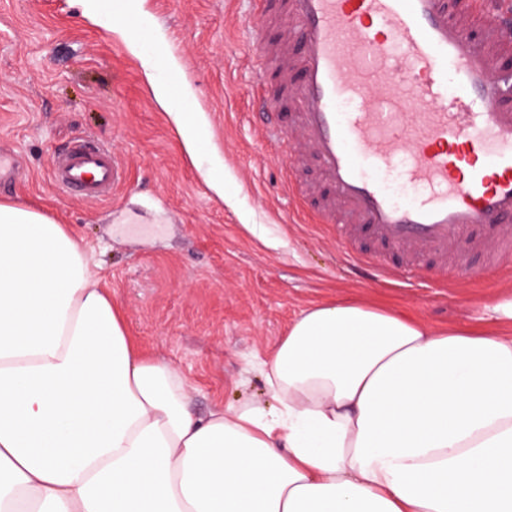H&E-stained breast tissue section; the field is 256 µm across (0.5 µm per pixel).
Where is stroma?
I'll return each instance as SVG.
<instances>
[{
    "label": "stroma",
    "mask_w": 512,
    "mask_h": 512,
    "mask_svg": "<svg viewBox=\"0 0 512 512\" xmlns=\"http://www.w3.org/2000/svg\"><path fill=\"white\" fill-rule=\"evenodd\" d=\"M97 5L91 19L78 0H0V150L17 159L0 198L48 211L81 241L132 338L184 377L197 415L270 400L262 364L311 305L358 299L473 325L512 291V264L472 276L478 254L444 279L431 268L360 277L333 234L302 222L279 152L248 111L260 70L247 0ZM128 35L173 92L190 88L208 122L204 150L224 164L223 196L184 154ZM78 136L108 144L127 170L107 200L68 197L52 181L54 155Z\"/></svg>",
    "instance_id": "obj_1"
}]
</instances>
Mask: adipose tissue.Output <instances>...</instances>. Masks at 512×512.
<instances>
[{"instance_id":"obj_1","label":"adipose tissue","mask_w":512,"mask_h":512,"mask_svg":"<svg viewBox=\"0 0 512 512\" xmlns=\"http://www.w3.org/2000/svg\"><path fill=\"white\" fill-rule=\"evenodd\" d=\"M153 87L200 161L203 113ZM486 310L311 306L264 364L273 404L199 418L80 242L0 200V512H512V292Z\"/></svg>"}]
</instances>
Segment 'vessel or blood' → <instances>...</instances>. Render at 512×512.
Segmentation results:
<instances>
[{
  "mask_svg": "<svg viewBox=\"0 0 512 512\" xmlns=\"http://www.w3.org/2000/svg\"><path fill=\"white\" fill-rule=\"evenodd\" d=\"M247 34L261 69L253 98L284 146L288 195L338 229L349 263L378 276L393 260L447 273L470 229L488 267L512 260V0H253ZM418 111L409 120L408 108ZM317 177L307 181L306 168ZM53 182L99 201L124 180L91 138L59 153ZM413 189L397 202L390 184Z\"/></svg>",
  "mask_w": 512,
  "mask_h": 512,
  "instance_id": "b4317fda",
  "label": "vessel or blood"
}]
</instances>
